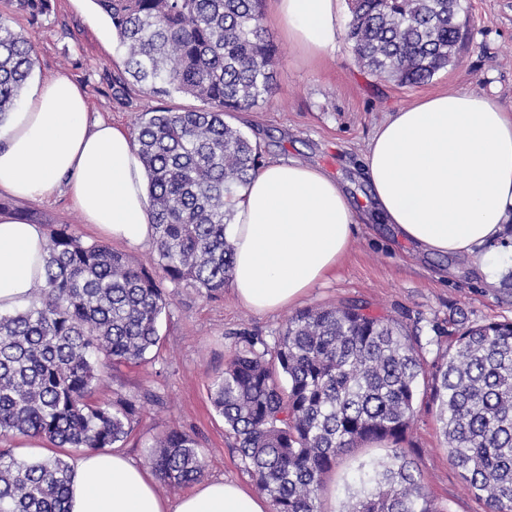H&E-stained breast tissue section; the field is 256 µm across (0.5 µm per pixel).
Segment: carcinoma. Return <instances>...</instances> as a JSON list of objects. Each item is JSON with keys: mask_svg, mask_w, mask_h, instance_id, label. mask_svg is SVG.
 Masks as SVG:
<instances>
[{"mask_svg": "<svg viewBox=\"0 0 512 512\" xmlns=\"http://www.w3.org/2000/svg\"><path fill=\"white\" fill-rule=\"evenodd\" d=\"M124 48L120 88L160 101L179 93L201 106L138 115L134 138L148 178L150 241L163 276L67 228L46 245L45 277L28 306L0 312V435L101 451L133 431L140 405L98 399L106 374L158 346L168 305L163 280L209 298L224 293L234 247L230 199L261 168L257 144L224 114L272 96L277 48L264 0H93ZM345 37L360 66L402 86L448 68L463 33L452 0H348ZM34 67L31 40L0 16V124ZM421 341L364 305L310 307L288 318L274 347L246 346L210 384L273 512H321L324 477L364 442L404 441L429 393L448 458L489 512H512V322H453ZM436 347L427 361L429 347ZM147 461L169 488L200 480L197 438L171 429ZM341 512H438L415 458L394 448L364 460ZM71 466L62 457L18 459L0 448V512H68Z\"/></svg>", "mask_w": 512, "mask_h": 512, "instance_id": "1", "label": "carcinoma"}]
</instances>
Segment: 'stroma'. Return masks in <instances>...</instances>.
<instances>
[{"label":"stroma","instance_id":"stroma-1","mask_svg":"<svg viewBox=\"0 0 512 512\" xmlns=\"http://www.w3.org/2000/svg\"><path fill=\"white\" fill-rule=\"evenodd\" d=\"M0 15L34 45L32 80L67 75L85 88L91 119L129 128L136 115L158 107V100L135 89L117 97L122 50L92 0H51L50 10L38 16L16 10L14 0H0ZM461 16L469 39L456 64L417 86L376 78L356 64L344 37L348 7H341L337 16L335 47L313 62L306 61L274 23H267L278 48V92L248 111L229 113L225 120L257 141L264 159H290L337 176L357 208V230L348 252L328 279L309 291L303 306L363 303L374 313L418 330L425 339L452 318L476 323L512 320V287L488 283L468 257L422 254L368 211L371 198L363 155L392 112L423 97L463 88L491 96L512 111V0H461ZM0 210L42 225L48 233L65 226L86 242L102 238L63 192L24 200L1 190ZM164 287L169 307L161 320L159 348L149 362L113 371L98 391L103 398L153 395L120 450L145 462L155 438L178 428L199 440L205 478L253 487L233 433L211 405L210 382L242 349L241 333L273 343L293 310L253 313L229 286L216 299L184 282L168 281ZM403 446L416 453L425 491L441 512H488L449 462L435 409L421 408ZM391 448L388 442L366 443L341 456L325 479L322 512H341L358 462L385 458Z\"/></svg>","mask_w":512,"mask_h":512}]
</instances>
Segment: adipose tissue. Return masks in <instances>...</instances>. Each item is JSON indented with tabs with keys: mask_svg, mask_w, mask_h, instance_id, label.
<instances>
[{
	"mask_svg": "<svg viewBox=\"0 0 512 512\" xmlns=\"http://www.w3.org/2000/svg\"><path fill=\"white\" fill-rule=\"evenodd\" d=\"M339 0H271V19L314 58L336 44ZM364 171L381 219L432 255L469 256L488 282L484 249L512 223V113L458 89L393 113L369 142ZM0 190L20 198L66 191L86 223L137 248L152 235L147 177L128 129L90 121L84 89L60 75L28 90L0 123ZM231 286L256 313L304 298L350 247L355 210L336 179L291 160L265 162L234 198ZM41 225L0 212V311L27 304L43 280ZM68 512H271L233 481L204 480L171 500L149 467L122 452L75 459Z\"/></svg>",
	"mask_w": 512,
	"mask_h": 512,
	"instance_id": "ef3b65f1",
	"label": "adipose tissue"
}]
</instances>
